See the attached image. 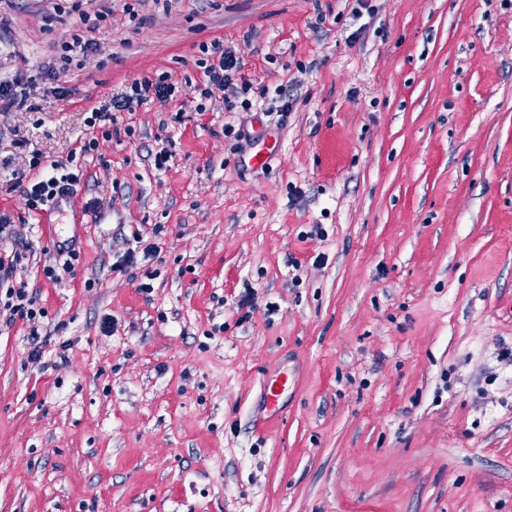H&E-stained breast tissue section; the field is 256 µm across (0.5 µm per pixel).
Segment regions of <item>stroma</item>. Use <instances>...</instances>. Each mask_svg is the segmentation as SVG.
<instances>
[{"instance_id":"stroma-1","label":"stroma","mask_w":512,"mask_h":512,"mask_svg":"<svg viewBox=\"0 0 512 512\" xmlns=\"http://www.w3.org/2000/svg\"><path fill=\"white\" fill-rule=\"evenodd\" d=\"M368 3L0 0V80L26 85L0 252L44 312L0 321V512H512V0ZM100 10L97 49L49 73ZM215 38L286 122L218 93L87 126L133 79L200 85ZM89 139L76 192L28 211Z\"/></svg>"}]
</instances>
